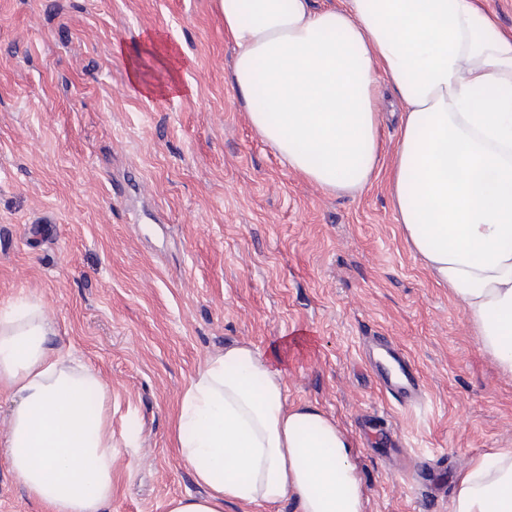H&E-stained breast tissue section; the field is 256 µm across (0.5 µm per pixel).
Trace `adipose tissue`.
<instances>
[{
  "instance_id": "obj_1",
  "label": "adipose tissue",
  "mask_w": 512,
  "mask_h": 512,
  "mask_svg": "<svg viewBox=\"0 0 512 512\" xmlns=\"http://www.w3.org/2000/svg\"><path fill=\"white\" fill-rule=\"evenodd\" d=\"M235 57L230 80L249 122L289 169L332 194L378 172L381 82L401 102L389 189L409 248L465 314L480 349L512 376V33L480 0H218ZM179 87L181 61L137 43ZM42 301L0 306V436L15 481L43 512H112V389L58 346ZM288 346H225L186 384L174 430L202 496L168 512L228 503L364 512L352 441L311 403H288ZM97 404L86 410L82 397ZM454 512H512V448L473 458Z\"/></svg>"
}]
</instances>
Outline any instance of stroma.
Masks as SVG:
<instances>
[{"label":"stroma","instance_id":"35a3bbf8","mask_svg":"<svg viewBox=\"0 0 512 512\" xmlns=\"http://www.w3.org/2000/svg\"><path fill=\"white\" fill-rule=\"evenodd\" d=\"M163 32L183 93L148 96L125 45ZM216 0H0V304L41 299L112 388V512L204 495L173 444L182 391L231 343L305 335L285 377L351 436L366 512H453L380 455L388 428L456 468L512 448V376L404 241L385 176L333 196L288 169L229 81ZM419 370L384 394L361 338ZM378 346L377 358L372 361L383 390L399 405L415 409L422 406L423 384L418 371L398 346L386 336H369Z\"/></svg>","mask_w":512,"mask_h":512}]
</instances>
